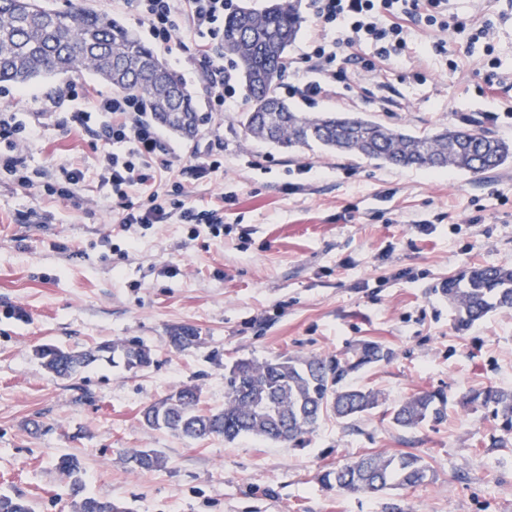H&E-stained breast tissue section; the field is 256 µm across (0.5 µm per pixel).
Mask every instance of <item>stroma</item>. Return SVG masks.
Instances as JSON below:
<instances>
[{
  "mask_svg": "<svg viewBox=\"0 0 512 512\" xmlns=\"http://www.w3.org/2000/svg\"><path fill=\"white\" fill-rule=\"evenodd\" d=\"M467 24H494L497 68L466 33L413 26L394 62L367 72L338 55L345 81L298 112H352L419 135L478 120L512 141V0H449ZM313 38L330 42L312 15L288 48L284 80L312 79ZM164 57L208 110L210 88L193 36ZM65 83L90 94L112 88L88 72L23 86L0 85V108L36 111ZM45 119L25 148L30 167L77 166L73 197L0 182V493L36 512H73L55 468L78 457L91 489L133 512H512V445L499 448L492 419L466 415L461 391L512 390V312L455 328L442 294L448 278L481 265L512 267V163L482 176L381 164L315 145L286 151L254 140L238 111L213 115L190 141L162 131L165 179L180 182L203 218H171L120 231V208L99 183L110 146ZM224 165L198 177L215 142ZM190 325L200 346L175 350L169 334ZM140 338L153 353L139 372L97 363L53 377L34 357L43 343L87 348ZM376 341L390 360L348 384L380 392L382 404L344 420L325 417L304 445L253 436L186 441L141 422L143 409L182 384L202 405L224 407L225 368L240 357L317 354L347 359ZM418 390L443 392L442 420L406 429L388 409ZM155 449L163 468L135 470L129 449ZM410 451L434 466L431 482L387 496L324 488L322 476L363 453Z\"/></svg>",
  "mask_w": 512,
  "mask_h": 512,
  "instance_id": "35a3bbf8",
  "label": "stroma"
}]
</instances>
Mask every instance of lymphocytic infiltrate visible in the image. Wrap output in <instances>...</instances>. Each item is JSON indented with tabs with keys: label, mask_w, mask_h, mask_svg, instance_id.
Masks as SVG:
<instances>
[{
	"label": "lymphocytic infiltrate",
	"mask_w": 512,
	"mask_h": 512,
	"mask_svg": "<svg viewBox=\"0 0 512 512\" xmlns=\"http://www.w3.org/2000/svg\"><path fill=\"white\" fill-rule=\"evenodd\" d=\"M143 25L150 39L158 46L170 48L176 33L184 31L198 42L199 66L213 90L211 109L221 112L235 106L239 99L238 85L232 66L226 65L218 51L224 32V18L238 6V0H121ZM312 16L321 27L339 32L332 43L313 41L307 60L312 61L319 77L315 80H292L282 83L286 96L303 101L319 97L326 84L342 79L343 73L333 70L339 50L368 45L373 56L362 59L365 71H373L375 60L395 61L406 47L405 28L413 22L425 26L450 29L448 0H307ZM77 88L62 85L47 95L42 114L66 112L67 124L95 134L112 144V152L101 159V184L111 185L123 210L121 226H150L163 222L165 208L156 195L134 202L130 188L155 181L165 170L161 159L162 143L158 127L149 118L145 102L128 94L97 96L86 108L75 105ZM39 121H23L16 113L0 111V140L5 141L11 155L0 164V171L21 185L31 184L29 167L23 147L33 139Z\"/></svg>",
	"instance_id": "1"
}]
</instances>
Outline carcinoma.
<instances>
[{
  "instance_id": "obj_1",
  "label": "carcinoma",
  "mask_w": 512,
  "mask_h": 512,
  "mask_svg": "<svg viewBox=\"0 0 512 512\" xmlns=\"http://www.w3.org/2000/svg\"><path fill=\"white\" fill-rule=\"evenodd\" d=\"M303 23L300 0H268L261 9L242 7L224 18L221 52L230 57L239 76L246 111L239 122L253 138L285 150L313 144L368 160L415 168H455L483 174L512 161V141L484 130L450 125L433 135L391 129L362 115L294 111L276 96L287 64V48ZM87 71L112 87L144 100L163 127L192 140L200 132L193 92L180 74L126 26L73 0L65 9H51L43 0H0V83L26 85L42 76ZM442 293L456 310L455 327L463 331L486 315L512 312V268L470 267L448 279ZM192 326L170 335L183 351L200 344ZM41 366L54 377L70 379L97 361L115 359L125 369L144 370L153 363L151 349L139 338L103 343L78 350L53 344L34 349ZM391 352L377 342H363L340 361L314 354L283 355L259 361L238 358L225 375L224 409L200 408V389L183 384L142 412L144 425L196 441L221 436L234 440L250 435L276 442L301 443L319 419L334 414L350 419L379 406L370 390L345 385L350 372L389 359ZM446 400L417 391L391 412L392 422L415 428L440 420ZM470 414L491 418L512 431V390L492 385L470 388L459 397ZM134 469L165 465L153 449L127 454ZM56 470L68 480L75 512H129L122 502L92 493L78 458L63 453ZM432 466L411 452L365 453L325 472V487L345 494L380 495L389 490L418 487L432 476ZM0 512H34L20 494H0Z\"/></svg>"
}]
</instances>
